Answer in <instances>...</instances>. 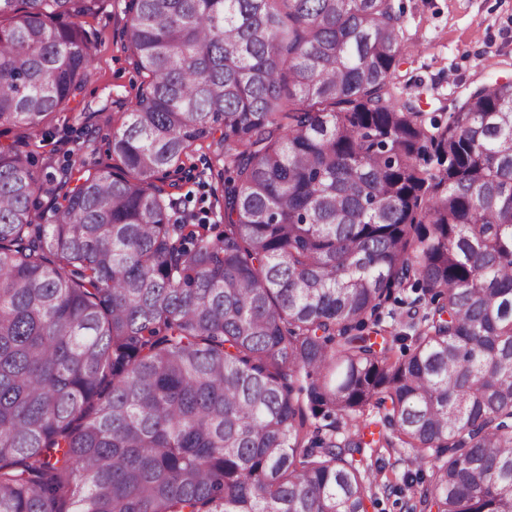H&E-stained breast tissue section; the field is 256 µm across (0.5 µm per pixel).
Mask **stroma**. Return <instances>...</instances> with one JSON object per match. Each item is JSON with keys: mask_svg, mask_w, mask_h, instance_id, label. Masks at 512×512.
Masks as SVG:
<instances>
[{"mask_svg": "<svg viewBox=\"0 0 512 512\" xmlns=\"http://www.w3.org/2000/svg\"><path fill=\"white\" fill-rule=\"evenodd\" d=\"M127 0H102L84 28L97 35L95 60L81 105L54 113L49 124L34 130L32 164L42 179V204H49L62 167L73 163L78 137L92 140L82 155L86 165L110 163L109 144L126 112L131 111L141 78L121 41ZM402 11V60L392 81L394 95L412 99L424 111L458 100L466 88L512 79V0H396ZM221 149L206 141L186 160L183 171L165 179L174 199L173 222L187 217L204 221L214 231L224 228L218 201L220 182L209 169ZM377 498L368 512H407L413 494L404 479L420 465L405 448H384L373 456Z\"/></svg>", "mask_w": 512, "mask_h": 512, "instance_id": "obj_1", "label": "stroma"}]
</instances>
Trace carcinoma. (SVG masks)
I'll return each instance as SVG.
<instances>
[{"label":"carcinoma","instance_id":"cac0c4a2","mask_svg":"<svg viewBox=\"0 0 512 512\" xmlns=\"http://www.w3.org/2000/svg\"><path fill=\"white\" fill-rule=\"evenodd\" d=\"M99 4L0 0V512H367L374 447L410 512H512V84L399 102L394 0H128L117 163L40 210L5 133L77 103ZM208 139L214 237L159 185ZM368 462L373 464L378 505H369L368 512H406L414 502L412 491L404 479L420 469V464L407 448H381Z\"/></svg>","mask_w":512,"mask_h":512}]
</instances>
